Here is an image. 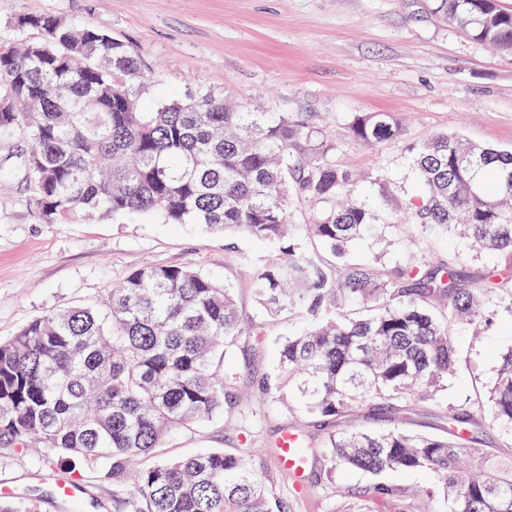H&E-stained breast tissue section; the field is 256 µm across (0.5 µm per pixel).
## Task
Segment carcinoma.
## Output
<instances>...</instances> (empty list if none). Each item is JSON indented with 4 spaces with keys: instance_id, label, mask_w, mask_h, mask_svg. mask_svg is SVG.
<instances>
[{
    "instance_id": "cac0c4a2",
    "label": "carcinoma",
    "mask_w": 512,
    "mask_h": 512,
    "mask_svg": "<svg viewBox=\"0 0 512 512\" xmlns=\"http://www.w3.org/2000/svg\"><path fill=\"white\" fill-rule=\"evenodd\" d=\"M433 3L474 41L512 57V10L501 0ZM17 25L39 37L0 41V131L31 141L23 168L47 222L159 214L275 246L274 261L241 258L257 304L299 323L282 347L286 384L264 394L287 388L311 417L334 423L391 414L384 430L329 433V470H427L439 483L422 492L429 502L442 495L450 512H512V459L482 447L481 420L450 407L445 434L401 426L403 402L434 398L456 368L450 323L489 324L512 285L485 276L472 286L451 257L347 260L353 241L410 224L433 241L461 230L474 250L511 262L512 150L446 132L409 146L417 183L389 219L381 203L353 196L330 130L209 91L143 112L147 74L124 41L45 14H23ZM348 133L379 146L401 139L403 126L368 112ZM293 198L313 206L303 224L292 219ZM245 333L233 285L182 266L139 268L94 307L46 311L0 341V449L37 444L51 466L60 453L81 458L112 483L117 512H286L239 453L161 454L169 432L233 408L220 372ZM490 400L493 419L512 428V352ZM0 512L36 506L1 499Z\"/></svg>"
}]
</instances>
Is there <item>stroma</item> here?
<instances>
[{
    "label": "stroma",
    "mask_w": 512,
    "mask_h": 512,
    "mask_svg": "<svg viewBox=\"0 0 512 512\" xmlns=\"http://www.w3.org/2000/svg\"><path fill=\"white\" fill-rule=\"evenodd\" d=\"M58 16L107 29L142 59L147 82L139 99L151 108L162 98L188 100L200 90L246 99L264 112H285L325 125L339 144L338 158L353 174L357 193L385 194L383 209L397 213L417 180L408 147L435 132L471 142L512 148V58L502 56L436 17L430 0H0V40L33 39L19 29L24 13ZM389 112L405 125L402 139L368 147L347 133L354 116ZM455 253L466 281L487 273L493 259L470 252L459 238L430 242L399 230L388 245L372 237L351 247L353 260L395 264L413 252ZM255 239L229 238L158 215L100 219L78 213L46 223L23 173L0 188V340L52 309L94 305L131 272L147 266H188L235 288L246 323L258 336H241L224 370L233 375L241 403L212 419L172 432L163 453L178 457L201 450L251 449L250 463L287 512H410L413 488H431L429 471L373 477L330 473L323 455L310 457L300 481L278 467L271 446L289 429L323 443L327 427L303 416L294 399L262 395L264 378L276 376L280 347L294 331L285 320L260 312L244 258L271 253ZM459 364L436 400L407 402L405 428L442 433L444 407L470 410L484 420L488 448L512 453V433L489 423L488 390L500 353L512 349V311H501L481 336L452 323ZM74 472L83 512H114L112 486L89 484L83 461L62 460ZM52 470L38 463L37 449L0 452V480L14 496L33 500L39 512H68ZM395 487L379 500L375 483Z\"/></svg>",
    "instance_id": "1"
}]
</instances>
